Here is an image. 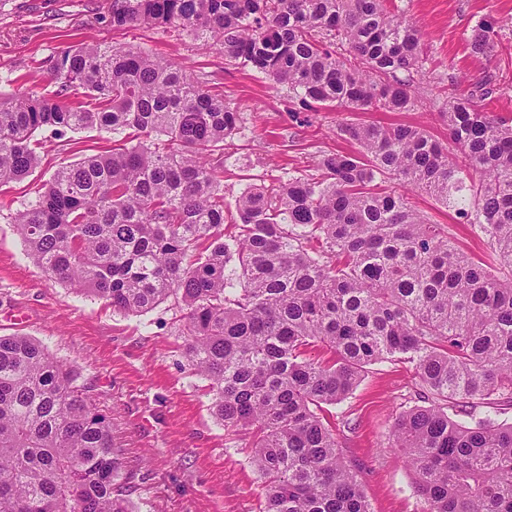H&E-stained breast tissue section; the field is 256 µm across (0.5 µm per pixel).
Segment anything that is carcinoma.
<instances>
[{"label": "carcinoma", "instance_id": "obj_1", "mask_svg": "<svg viewBox=\"0 0 512 512\" xmlns=\"http://www.w3.org/2000/svg\"><path fill=\"white\" fill-rule=\"evenodd\" d=\"M387 2L112 0L111 23L219 41L225 64L288 87L307 112H409L427 55ZM497 37L484 19L471 45L486 53ZM50 69L57 90L0 95V186L38 167L40 130L131 136L43 184L16 217L28 255L126 314L174 301L216 417L251 435L264 512H370L321 412L388 361L412 366L426 400L391 431L426 512H512V121L485 111L492 76L444 88L451 145L351 120L339 134L357 153L248 187L228 214L210 163L239 129L224 99L173 61L115 45L79 43ZM78 90L95 106L69 99ZM385 175L458 211L509 276L380 191ZM310 346L329 358H306ZM134 481L80 374L29 336H0V512H131Z\"/></svg>", "mask_w": 512, "mask_h": 512}]
</instances>
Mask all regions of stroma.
<instances>
[{
    "label": "stroma",
    "instance_id": "1",
    "mask_svg": "<svg viewBox=\"0 0 512 512\" xmlns=\"http://www.w3.org/2000/svg\"><path fill=\"white\" fill-rule=\"evenodd\" d=\"M112 0H0V93L22 87L55 90L50 59L71 45L94 41L134 48L180 63L211 94L241 116L224 144V201L247 186H263L291 171L316 172L324 155L352 151L338 134L350 118L381 125H419L440 141L448 127L441 89L495 73L500 90L487 108L512 118V0H411L409 15L423 35L429 57L415 80L423 89L411 112L327 109L297 112L288 90L263 75L226 65L224 47L201 44L182 30L132 24L113 29ZM497 20L491 53L472 50L473 27ZM39 167L0 187V335L23 333L79 371L112 434L127 469L141 474L132 495L134 512H261L263 490L249 450L230 439L211 410L206 380L190 374L182 338L168 304L141 315L114 311L104 300L49 279L27 255L14 218L35 201L60 164L112 147L109 133L85 130L35 135ZM410 207L449 232L471 257L493 262L489 246L459 218L422 190L407 194ZM27 317L17 325L15 314ZM412 368L371 366L341 404L333 424L345 459L355 463L371 512H424L412 472L391 448L389 435L401 413L419 405Z\"/></svg>",
    "mask_w": 512,
    "mask_h": 512
}]
</instances>
